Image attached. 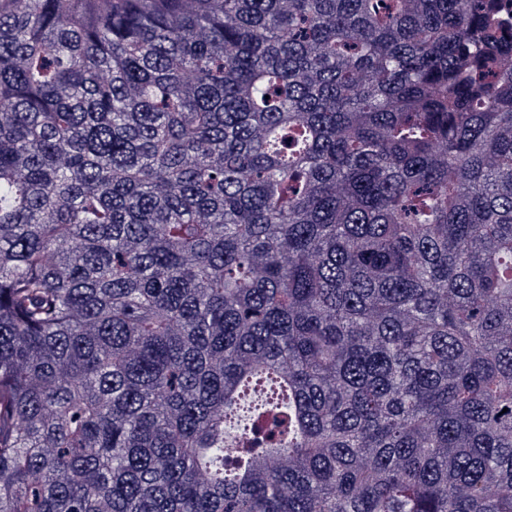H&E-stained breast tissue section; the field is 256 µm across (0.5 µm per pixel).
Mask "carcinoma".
<instances>
[{
  "instance_id": "carcinoma-1",
  "label": "carcinoma",
  "mask_w": 512,
  "mask_h": 512,
  "mask_svg": "<svg viewBox=\"0 0 512 512\" xmlns=\"http://www.w3.org/2000/svg\"><path fill=\"white\" fill-rule=\"evenodd\" d=\"M0 512H512L503 0H0Z\"/></svg>"
}]
</instances>
